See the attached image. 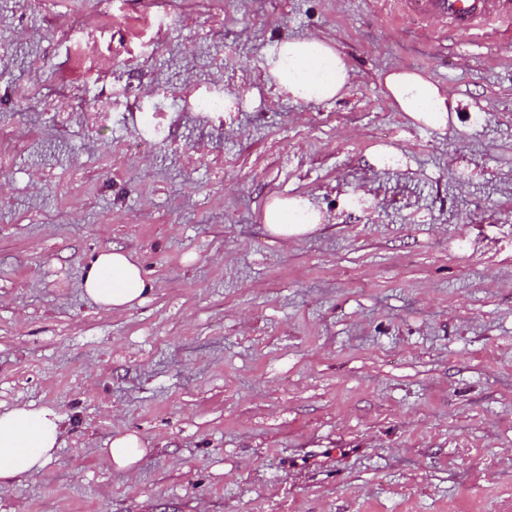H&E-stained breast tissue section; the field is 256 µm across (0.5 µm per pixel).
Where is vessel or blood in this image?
I'll list each match as a JSON object with an SVG mask.
<instances>
[{"instance_id": "b4317fda", "label": "vessel or blood", "mask_w": 512, "mask_h": 512, "mask_svg": "<svg viewBox=\"0 0 512 512\" xmlns=\"http://www.w3.org/2000/svg\"><path fill=\"white\" fill-rule=\"evenodd\" d=\"M398 11L413 10L423 19L468 33L488 28L512 33V0H391Z\"/></svg>"}]
</instances>
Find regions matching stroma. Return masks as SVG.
Instances as JSON below:
<instances>
[{
	"mask_svg": "<svg viewBox=\"0 0 512 512\" xmlns=\"http://www.w3.org/2000/svg\"><path fill=\"white\" fill-rule=\"evenodd\" d=\"M310 34L349 95L260 90ZM390 67L461 126L412 125ZM294 194L324 222L285 243L260 213ZM112 247L154 281L120 313L82 289ZM24 402L66 429L0 512H512V41L383 0H0V405ZM133 430L151 451L116 471ZM382 75L387 98L413 124L442 133L448 128L449 121L456 127L460 125L459 112H464L465 103L449 96L439 83L410 68L383 70ZM147 445L138 433L125 432L114 437L109 448H101V452L115 470L129 471L147 455Z\"/></svg>",
	"mask_w": 512,
	"mask_h": 512,
	"instance_id": "1",
	"label": "stroma"
}]
</instances>
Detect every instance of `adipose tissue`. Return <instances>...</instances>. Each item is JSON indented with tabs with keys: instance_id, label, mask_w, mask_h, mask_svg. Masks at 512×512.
<instances>
[{
	"instance_id": "ef3b65f1",
	"label": "adipose tissue",
	"mask_w": 512,
	"mask_h": 512,
	"mask_svg": "<svg viewBox=\"0 0 512 512\" xmlns=\"http://www.w3.org/2000/svg\"><path fill=\"white\" fill-rule=\"evenodd\" d=\"M266 86L295 103L344 98L349 68L334 42L314 35L275 43L261 64ZM386 96L413 124L445 131L458 122L464 103L420 71L384 72ZM261 222L269 235L288 241L317 229L323 214L308 197L275 195L265 203ZM153 288L134 254L111 248L97 252L84 278L86 294L101 308L121 312L141 302ZM63 418L56 411L30 404L0 411V489L39 476L60 446ZM143 438L126 432L112 439L103 454L118 471L134 469L147 455Z\"/></svg>"
}]
</instances>
